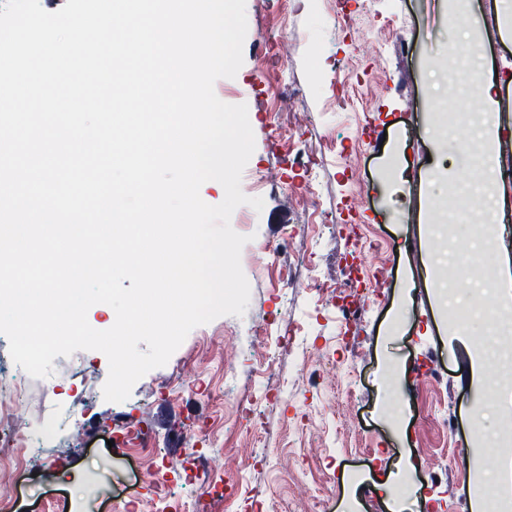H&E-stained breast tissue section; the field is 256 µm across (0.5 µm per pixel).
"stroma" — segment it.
<instances>
[{
	"label": "stroma",
	"instance_id": "obj_1",
	"mask_svg": "<svg viewBox=\"0 0 512 512\" xmlns=\"http://www.w3.org/2000/svg\"><path fill=\"white\" fill-rule=\"evenodd\" d=\"M246 0L243 64L214 84L228 104H246L255 150L242 183L263 185L261 212L235 209L231 226L248 236L241 266L250 284L243 316L224 315L195 327L169 361L134 385L121 403L105 401L108 360L98 351L56 357L45 378L23 375L25 423L44 454L24 470L11 512H175L206 494L207 512H341L355 497L358 512H389L375 483L409 471L404 512H469L473 479L512 510V388H504L472 353L486 328L475 294L492 297L478 264L512 271V223L496 227L495 250L481 251L485 209L470 208L462 183L473 178L490 201L512 213V181L472 167L480 151L473 113L480 99L449 95V49L481 64L497 87L498 154L512 155V0ZM484 17L476 37L463 26ZM288 40L285 81L304 116L277 108L278 89L258 67L275 40ZM356 151L358 169L341 156ZM314 205H299L307 186ZM287 210L299 230L282 241L269 216ZM467 237L476 259L448 257L441 235ZM390 251L393 272L372 293L375 262L366 241ZM281 244L261 256L262 243ZM287 290H280V283ZM365 316L349 319L354 307ZM269 322L268 344L297 329L306 345L329 354L332 383L314 381L299 355L281 351L270 381L256 373L255 320ZM279 400L264 405L251 434L224 426L242 388L262 401L269 386ZM354 405L352 425L339 415ZM213 436L188 439L199 424ZM162 442L154 458L163 482L137 480L141 448L110 445L119 425ZM186 436L183 456L170 436ZM465 458L449 466L451 449ZM240 454L231 483L217 481L210 461ZM434 462L425 480L426 460ZM321 489L319 506L297 491Z\"/></svg>",
	"mask_w": 512,
	"mask_h": 512
}]
</instances>
